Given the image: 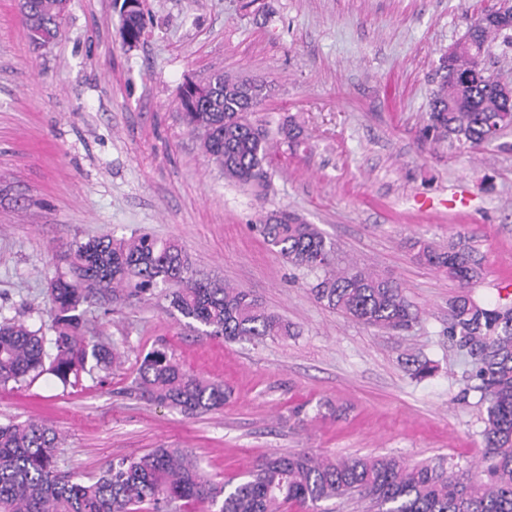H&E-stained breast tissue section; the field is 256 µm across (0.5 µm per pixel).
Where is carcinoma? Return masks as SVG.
<instances>
[{"instance_id": "cac0c4a2", "label": "carcinoma", "mask_w": 512, "mask_h": 512, "mask_svg": "<svg viewBox=\"0 0 512 512\" xmlns=\"http://www.w3.org/2000/svg\"><path fill=\"white\" fill-rule=\"evenodd\" d=\"M122 0L123 43L139 41L143 17ZM23 23L30 42H54L62 27L60 0H25ZM507 29L499 22H474L457 43L430 103L427 130L457 149L491 142L488 128L512 127V104L500 100L499 80L487 73L483 56L489 42ZM479 78L462 81L465 74ZM209 106L199 110L180 100L182 119L203 136L209 159L224 178L243 186H262L270 177L278 145L300 144L294 117L276 129L252 119L270 96L262 80L213 76ZM256 232L288 264L319 271L310 288L315 299L344 318L367 327L408 329L418 319L401 285L383 272L332 264L334 246L314 224L286 210L267 212ZM414 258L456 281L460 291L448 299V341L466 358L464 378L480 393L486 416L481 458L467 465L410 464L395 456L318 457L306 451L262 458L234 485L215 482L197 461L177 448H155L122 457L100 476L85 481L55 468L57 432L34 421L0 424V512H169L208 503L212 512H285L299 504L309 512H330L321 504L356 497L372 512H512V301L479 303L471 290L481 272L469 250L450 243L437 249L417 240ZM68 270L50 282L54 336L23 321L0 320V386L49 374L62 385L82 373L111 366L112 352L85 336L84 305L100 298L139 299L161 288L170 313L207 336L226 341H262L291 336L290 324L257 297L216 278L201 277L185 248L149 234L129 239L92 236L69 246ZM141 397L160 408L194 414L224 405V384L199 379L173 354L152 351L138 368Z\"/></svg>"}]
</instances>
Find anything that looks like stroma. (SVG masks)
Masks as SVG:
<instances>
[{"label":"stroma","instance_id":"1","mask_svg":"<svg viewBox=\"0 0 512 512\" xmlns=\"http://www.w3.org/2000/svg\"><path fill=\"white\" fill-rule=\"evenodd\" d=\"M503 0H144L138 44L123 46L114 0H70L60 40L30 44L18 0H0V318L51 331L48 289L69 244L93 235L175 238L195 268L249 291L293 327L260 343L202 336L162 294L87 306L109 369L62 386L0 388V423L40 421L56 466L95 477L113 460L179 448L217 482L263 456L395 455L414 463L482 455L483 410L460 401L464 359L445 334V274L410 248L468 247L493 303L512 289V130L475 151L427 139L439 64ZM216 71L269 83L260 121L297 118L265 189L225 180L180 118L177 92ZM285 209L317 225L339 266L402 284L419 320L385 332L344 319L310 292L313 274L272 252L254 226ZM161 349L223 383V408L156 407L135 385ZM435 361L430 379L406 366Z\"/></svg>","mask_w":512,"mask_h":512}]
</instances>
